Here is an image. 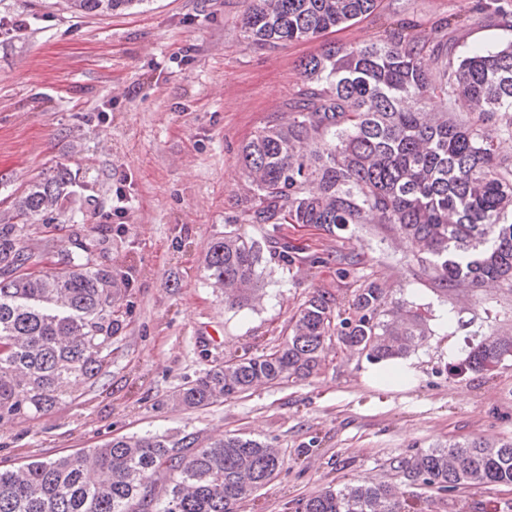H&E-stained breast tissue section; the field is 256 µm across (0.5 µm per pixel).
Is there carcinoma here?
Masks as SVG:
<instances>
[{
	"label": "carcinoma",
	"instance_id": "cac0c4a2",
	"mask_svg": "<svg viewBox=\"0 0 512 512\" xmlns=\"http://www.w3.org/2000/svg\"><path fill=\"white\" fill-rule=\"evenodd\" d=\"M144 0H64L73 14H111ZM243 37L252 45L305 42L372 13L378 0H244ZM481 14L512 31V0H482ZM440 76L427 78L424 56ZM303 87L288 111L242 147L250 188L244 211L276 242L282 224L332 233L386 224L419 246L446 294L459 283L512 285V40L466 55L450 34L415 39L400 27L366 45H333L300 64ZM76 177L58 166L0 213V422L53 410L71 383L98 377L123 328L127 278L112 270L100 241L79 226L67 239L32 238V226L72 204ZM67 253L61 267L45 257ZM296 252L263 251L235 230L211 240L205 280L230 307L253 304L266 265L288 267ZM384 289L370 281L336 320L314 293L267 351L248 346L175 391L173 406L200 409L276 381L306 379L335 340L379 361L406 356L425 336L418 310L387 315ZM512 357V336L495 332L455 365L488 372ZM258 440L225 436L197 446L186 435L122 436L87 452L0 468V512H237L280 471ZM408 482L454 492L472 482L512 485V441L438 444L399 461ZM163 478V494L155 483ZM296 512H405L397 485L357 482L297 502Z\"/></svg>",
	"mask_w": 512,
	"mask_h": 512
}]
</instances>
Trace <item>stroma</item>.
Listing matches in <instances>:
<instances>
[{
  "label": "stroma",
  "instance_id": "35a3bbf8",
  "mask_svg": "<svg viewBox=\"0 0 512 512\" xmlns=\"http://www.w3.org/2000/svg\"><path fill=\"white\" fill-rule=\"evenodd\" d=\"M476 0H378L352 26L272 47L243 39L244 0H146L119 15L77 17L56 0H0V210L25 186L67 164L92 196L80 223L103 240L131 286L122 337L93 383L46 414L0 424V467L74 454L115 437L170 432L208 442L236 434L278 448L284 464L258 507L295 512L298 500L358 480L399 484L410 512H512V487L472 483L451 494L401 481L400 460L449 441L512 439V359L490 373L452 375L474 326L512 334V292L482 285L438 291L410 248L381 224L328 234L285 224L296 248L262 284L260 303L229 308L202 282L208 243L234 225L265 233L244 211L241 146L284 112L302 85L300 62L323 42L370 44L405 23L428 37L448 15L460 51L512 40L472 14ZM25 24L21 32L9 22ZM127 212L114 216L117 192ZM379 283L389 301L420 308L426 347L410 391H383L362 373L366 354L330 344L316 376L257 387L202 410L172 407L181 386L245 346L283 342L306 297L329 292L345 311L353 291ZM448 311L451 346L434 317Z\"/></svg>",
  "mask_w": 512,
  "mask_h": 512
}]
</instances>
